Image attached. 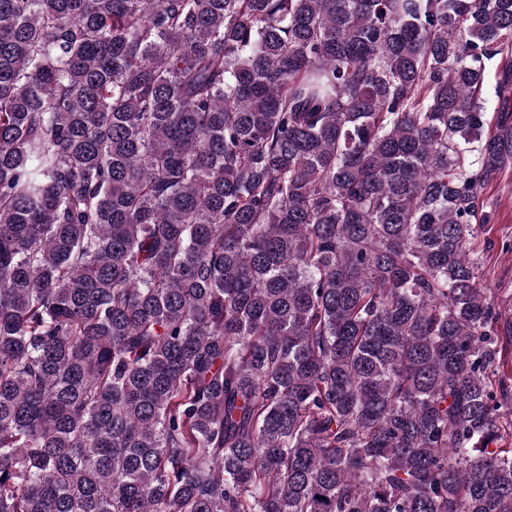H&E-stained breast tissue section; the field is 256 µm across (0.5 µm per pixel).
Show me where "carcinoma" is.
<instances>
[{"mask_svg":"<svg viewBox=\"0 0 512 512\" xmlns=\"http://www.w3.org/2000/svg\"><path fill=\"white\" fill-rule=\"evenodd\" d=\"M504 53L512 0H0V512H512ZM512 64V55L507 56L506 53L498 55L490 61L486 62V83H485V98L486 108L492 115V112L497 107V97L495 89L500 81L502 71ZM489 224H475L470 247L479 256V280L487 296L512 320V165L507 166L485 190Z\"/></svg>","mask_w":512,"mask_h":512,"instance_id":"cac0c4a2","label":"carcinoma"}]
</instances>
